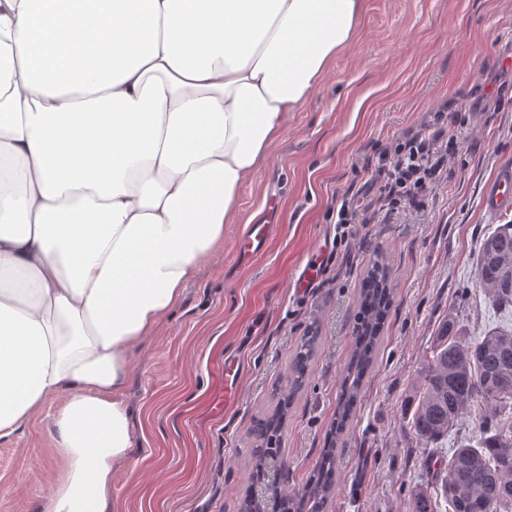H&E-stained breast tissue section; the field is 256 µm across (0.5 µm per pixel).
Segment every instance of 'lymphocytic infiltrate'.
<instances>
[{"label": "lymphocytic infiltrate", "instance_id": "lymphocytic-infiltrate-1", "mask_svg": "<svg viewBox=\"0 0 512 512\" xmlns=\"http://www.w3.org/2000/svg\"><path fill=\"white\" fill-rule=\"evenodd\" d=\"M459 148L456 135L440 125L392 138L376 157L378 195L363 204L353 193L336 199V242L350 246L358 227L370 223L376 210L387 213H418L424 210L434 185L448 169V161Z\"/></svg>", "mask_w": 512, "mask_h": 512}]
</instances>
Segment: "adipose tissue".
Segmentation results:
<instances>
[{"mask_svg":"<svg viewBox=\"0 0 512 512\" xmlns=\"http://www.w3.org/2000/svg\"><path fill=\"white\" fill-rule=\"evenodd\" d=\"M365 0H0V439L59 404L41 512H112L130 357Z\"/></svg>","mask_w":512,"mask_h":512,"instance_id":"obj_1","label":"adipose tissue"}]
</instances>
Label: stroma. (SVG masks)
I'll return each instance as SVG.
<instances>
[{
	"label": "stroma",
	"mask_w": 512,
	"mask_h": 512,
	"mask_svg": "<svg viewBox=\"0 0 512 512\" xmlns=\"http://www.w3.org/2000/svg\"><path fill=\"white\" fill-rule=\"evenodd\" d=\"M511 57L512 0H366L355 40L241 185L223 246L132 354L133 454L112 474L116 512H238L251 422L287 390L291 356L312 330L317 353L282 431L286 489L301 492L328 443L360 283L378 258L390 268L393 304L328 510L411 512L426 455L410 427L412 384L440 321L454 314L472 338L512 326L476 277L485 238L512 222V210L493 214L482 203L488 182L512 164V110L495 111L488 99L512 82ZM438 112L460 147L424 210L378 214L360 247L319 271L332 249L337 196L375 195L368 160ZM254 223L273 233L246 257L240 243ZM230 363L238 372L229 388ZM56 472L45 417L1 439L0 512H32Z\"/></svg>",
	"instance_id": "stroma-1"
}]
</instances>
